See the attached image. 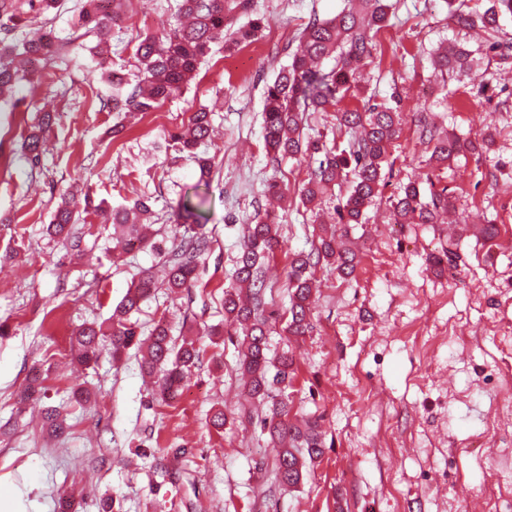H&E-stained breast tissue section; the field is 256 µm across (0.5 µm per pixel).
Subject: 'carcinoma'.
<instances>
[{
  "mask_svg": "<svg viewBox=\"0 0 512 512\" xmlns=\"http://www.w3.org/2000/svg\"><path fill=\"white\" fill-rule=\"evenodd\" d=\"M110 0H86L81 22L100 31H109L106 3ZM250 0H180L178 15L189 19L169 26L161 35L144 37L136 47L138 62V90L124 98L129 110L148 111L181 92L195 74L198 66L211 51V45L224 37L225 18L235 9H247ZM392 4L388 0H351L349 6L331 18L310 17L299 35V48L268 83L264 91L263 140L271 161L286 157L320 156L318 166L303 183L299 198L312 211L322 199L337 187H346V194L336 206L338 224H363L366 210L385 185L384 165L388 149L398 136L402 122L398 104L390 102L365 103L358 108H340L338 103L351 89L355 74L365 61L373 58L377 34L390 25ZM512 18V0H491L482 13L467 11L448 0V18L459 29L477 25L493 31L500 20ZM262 19L256 17L239 28L229 47L250 43L262 29ZM27 57L30 63L47 62L58 57L55 43L44 35L26 34L10 45H0V97L11 96L21 77L6 58L14 53ZM336 54V65L323 72L313 63L330 54ZM474 65L472 51L457 43L438 49L431 57L434 70L460 75L471 72ZM336 112V126L352 131L355 139L347 147H329L322 136L311 137L303 132L306 113ZM55 116L43 113L38 129L24 139L28 159L37 161L44 151L43 133L54 123ZM211 117L205 109L192 113L188 123L175 135L181 150L197 159L200 172L207 174L213 166L212 158L197 152L210 134ZM421 138L431 149L429 164L439 168L464 152H479L490 146L491 139L480 142L462 141L455 136L440 137L422 127ZM205 199L194 201L186 197L176 214V233L179 244L165 256L162 279L150 271H143L132 282L121 303L109 319L84 323L77 327L71 339L75 360L89 367L96 363L101 348L110 347L112 360L118 361L131 348L141 344L139 325L131 321V314L140 310L155 288L166 286L171 291H186L199 280L198 260L208 246L202 232V206ZM451 206L447 189L426 195L420 186L410 183L401 188L391 201L392 214L397 224H435L441 212ZM74 198L64 194L53 214L47 231L58 238L72 255L80 258L81 236L72 228L75 223ZM112 224V244L127 249L146 245L140 225L128 223L127 210L117 208L107 217ZM281 245L278 223L271 214L256 212L247 235L236 257L233 282L224 291L225 325L239 330L243 336V350L239 370L248 394L253 398L270 397L273 382L288 379L290 360H278L277 372L268 377L272 361L267 356V326L275 312L265 309L266 275L264 261ZM357 252L346 241L338 228L322 229L317 245L307 254L299 253L291 259L286 272L290 300L286 329L292 336H304L312 329V276L319 264L349 276L356 266ZM200 351L195 340L185 337L181 342L171 336L166 318L153 322L147 338L142 370L154 379L159 400L168 403L174 399L188 377L191 368L199 362ZM281 451L276 463V479L284 487H297L307 463L323 454V441L318 420L300 423L288 419V400L272 401L269 413L260 420Z\"/></svg>",
  "mask_w": 512,
  "mask_h": 512,
  "instance_id": "carcinoma-1",
  "label": "carcinoma"
}]
</instances>
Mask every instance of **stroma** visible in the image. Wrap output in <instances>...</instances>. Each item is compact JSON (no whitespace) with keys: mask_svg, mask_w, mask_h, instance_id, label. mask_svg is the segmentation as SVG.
I'll list each match as a JSON object with an SVG mask.
<instances>
[{"mask_svg":"<svg viewBox=\"0 0 512 512\" xmlns=\"http://www.w3.org/2000/svg\"><path fill=\"white\" fill-rule=\"evenodd\" d=\"M85 0H61L44 13L19 0L14 25L66 43L62 59L39 67L14 97L0 99V512H471V485H497L480 446L494 418L498 367L512 355V59L491 58L471 77H435L429 53L454 40L482 38L452 28L446 0H392L389 27L345 97L398 95L403 116L389 148L392 164L367 221L348 228L358 264L344 277L317 266L312 330H285V270L309 252L315 216L297 192L315 162H271L262 130L263 90L296 49L310 16H335L348 0H252L232 12L234 31L251 14L264 19L256 40L236 50L211 46L185 91L149 112L113 107L112 81L136 84L134 47L172 22L176 0H123L106 46L83 27ZM212 114L207 193L208 248L200 278L180 296L157 288L133 319L149 332L166 316L173 335L193 328L202 357L176 399L162 403L141 370V353L120 362L102 351L97 365L69 361L83 322L110 317L135 273L155 268L178 239L172 214L200 179L197 163L171 136L192 112ZM55 113L38 163L22 153L23 132ZM467 140L492 136L483 154L465 153L430 170L422 123ZM124 133L113 137V126ZM287 184L276 213L282 247L266 264L270 356L287 355L289 417L318 419L323 455L300 486L279 487L280 451L262 431L265 402L250 398L238 372L239 336L209 335L224 318V291L244 227L265 204L272 181ZM433 182L452 206L445 224H397L390 197L404 185ZM89 198L77 229L82 259L46 233L64 191ZM148 199L152 246L113 252L107 213ZM497 228L480 236L483 225ZM82 381L88 404L71 403ZM55 406L63 432L46 430ZM223 410V431L210 424Z\"/></svg>","mask_w":512,"mask_h":512,"instance_id":"obj_1","label":"stroma"}]
</instances>
